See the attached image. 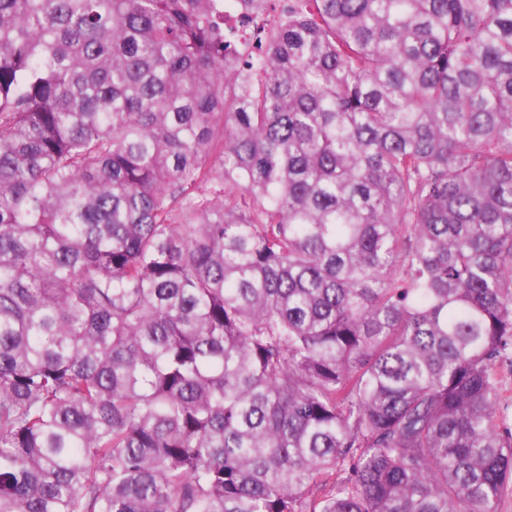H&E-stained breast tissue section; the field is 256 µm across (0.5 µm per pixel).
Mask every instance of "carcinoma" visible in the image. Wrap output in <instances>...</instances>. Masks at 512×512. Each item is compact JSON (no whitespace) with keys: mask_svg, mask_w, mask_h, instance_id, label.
<instances>
[{"mask_svg":"<svg viewBox=\"0 0 512 512\" xmlns=\"http://www.w3.org/2000/svg\"><path fill=\"white\" fill-rule=\"evenodd\" d=\"M0 0V512H499L512 0Z\"/></svg>","mask_w":512,"mask_h":512,"instance_id":"1","label":"carcinoma"}]
</instances>
